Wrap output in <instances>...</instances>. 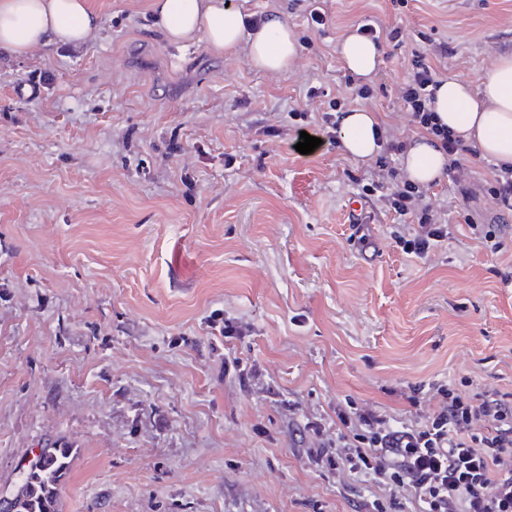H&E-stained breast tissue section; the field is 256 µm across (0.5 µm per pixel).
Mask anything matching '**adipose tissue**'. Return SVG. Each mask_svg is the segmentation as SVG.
Returning a JSON list of instances; mask_svg holds the SVG:
<instances>
[{"label":"adipose tissue","mask_w":512,"mask_h":512,"mask_svg":"<svg viewBox=\"0 0 512 512\" xmlns=\"http://www.w3.org/2000/svg\"><path fill=\"white\" fill-rule=\"evenodd\" d=\"M155 24L175 41L200 37L218 55L248 44L252 66L280 72L298 58V42L286 23L269 17L260 29H247L243 15L224 0H151ZM101 25L90 0H0V50L15 57L56 44L84 42ZM346 69L367 78L377 69L381 53L370 40L352 34L338 48ZM436 111L449 129L473 141L482 155L512 164V56L498 57L479 85L451 79L436 91ZM378 120L366 109L343 113L338 142L351 157L365 158L378 150ZM446 163L443 152L427 138L405 154L410 178L433 183Z\"/></svg>","instance_id":"adipose-tissue-1"}]
</instances>
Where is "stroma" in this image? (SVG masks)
Listing matches in <instances>:
<instances>
[{
  "label": "stroma",
  "mask_w": 512,
  "mask_h": 512,
  "mask_svg": "<svg viewBox=\"0 0 512 512\" xmlns=\"http://www.w3.org/2000/svg\"><path fill=\"white\" fill-rule=\"evenodd\" d=\"M102 24L80 53L0 58V491L22 461L76 450L62 512H354L368 487L312 473L287 402L330 414L352 398L403 419L409 386L464 375L512 392V284L480 247L447 178L452 236L423 261L394 247L393 215L349 205L374 158L335 140L303 155L291 112L336 98L338 45L370 18L382 45L367 107L402 125L395 90L425 38L476 82L512 55V0H329L308 33L304 0H235L310 35L266 72L247 46L173 43L148 0H90ZM53 76L37 99L16 87ZM251 328L233 351L272 381L261 399L224 375V315Z\"/></svg>",
  "instance_id": "35a3bbf8"
}]
</instances>
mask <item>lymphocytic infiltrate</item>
<instances>
[{
  "instance_id": "lymphocytic-infiltrate-1",
  "label": "lymphocytic infiltrate",
  "mask_w": 512,
  "mask_h": 512,
  "mask_svg": "<svg viewBox=\"0 0 512 512\" xmlns=\"http://www.w3.org/2000/svg\"><path fill=\"white\" fill-rule=\"evenodd\" d=\"M445 42H432L429 54L415 53L395 92L404 129L379 127V154L363 183L365 198L376 200L409 221L408 234L394 233L397 249L423 260L452 231L448 212L429 187L410 180L393 162L410 145L411 132L431 138L446 157L444 174L463 204L485 201L494 210L512 212V165H490V176L472 181L469 159L478 147L448 129L435 110V91L447 81L439 59L453 55ZM372 85L345 77V91L328 110L311 116L301 111L303 131L320 136L335 113L373 99ZM414 420H397L378 406L347 399L335 416L302 415L308 446L301 456L308 469L344 482L354 477L373 486L359 512H512V392L457 381L413 387L405 395Z\"/></svg>"
}]
</instances>
